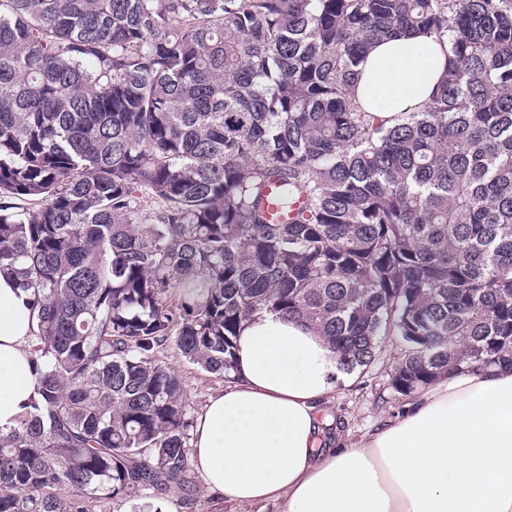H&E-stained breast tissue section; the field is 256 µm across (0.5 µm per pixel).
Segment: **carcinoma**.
I'll use <instances>...</instances> for the list:
<instances>
[{"instance_id":"obj_1","label":"carcinoma","mask_w":512,"mask_h":512,"mask_svg":"<svg viewBox=\"0 0 512 512\" xmlns=\"http://www.w3.org/2000/svg\"><path fill=\"white\" fill-rule=\"evenodd\" d=\"M410 30L448 71L387 126L352 88ZM2 271L39 325L0 512L190 494L164 352L230 379L258 313L347 372L398 341L405 396L511 366L512 0H0Z\"/></svg>"}]
</instances>
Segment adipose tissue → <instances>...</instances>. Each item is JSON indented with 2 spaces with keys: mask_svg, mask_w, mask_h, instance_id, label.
Returning <instances> with one entry per match:
<instances>
[{
  "mask_svg": "<svg viewBox=\"0 0 512 512\" xmlns=\"http://www.w3.org/2000/svg\"><path fill=\"white\" fill-rule=\"evenodd\" d=\"M448 49L413 31L381 41L355 96L379 118L423 107ZM31 295L0 273V427L37 396ZM235 382L211 396L191 462L226 502L282 512H512V367L454 372L417 391L398 418L325 447L322 405L343 376L313 330L274 313L245 322Z\"/></svg>",
  "mask_w": 512,
  "mask_h": 512,
  "instance_id": "obj_1",
  "label": "adipose tissue"
}]
</instances>
